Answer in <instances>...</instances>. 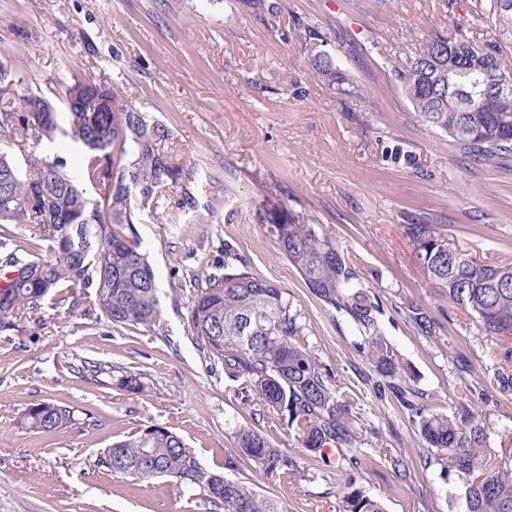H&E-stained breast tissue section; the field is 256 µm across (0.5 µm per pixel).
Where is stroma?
<instances>
[{"label": "stroma", "mask_w": 512, "mask_h": 512, "mask_svg": "<svg viewBox=\"0 0 512 512\" xmlns=\"http://www.w3.org/2000/svg\"><path fill=\"white\" fill-rule=\"evenodd\" d=\"M0 0V60L32 88L73 80L109 85L169 134L173 156L196 172L199 216L137 231L162 292L160 333L121 331L85 317L79 297L13 318L0 331V512H219L165 479L112 475L99 459L112 442L157 424L179 433L207 468L236 454L235 429L268 432L299 471L283 481L254 461L238 477L281 497L290 512H340L354 479L386 512H466L463 482L429 452L410 413L359 348L350 319L316 300L278 253L260 212L285 209L319 224L374 293L379 326L413 387L452 417L483 419L493 458L512 461V391L483 384L511 340L427 280L404 226L445 225L488 264L512 263V166L468 165L427 130L392 83L389 62L421 40L452 33L444 0ZM324 40L347 92L309 70ZM401 149L402 158L391 157ZM232 248L253 272L288 291L307 317L317 356L353 394L352 475L314 457L293 434L253 417L255 399L210 361L184 324L189 277ZM423 309L428 330L412 320ZM138 374L143 392L118 387ZM76 411L55 435L30 431V405Z\"/></svg>", "instance_id": "35a3bbf8"}]
</instances>
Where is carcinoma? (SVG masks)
I'll list each match as a JSON object with an SVG mask.
<instances>
[{
	"mask_svg": "<svg viewBox=\"0 0 512 512\" xmlns=\"http://www.w3.org/2000/svg\"><path fill=\"white\" fill-rule=\"evenodd\" d=\"M472 12L498 25L500 41L469 37L471 16L459 14L455 37L433 35L406 63L391 66V79L427 129L447 135L475 163L506 164L512 161V89L502 93L498 85H512V0H475ZM310 66L324 81L344 84V70L329 51L314 48ZM105 97L113 108L99 105ZM60 134L84 150L81 166L73 168L59 155H30L26 169L18 167L10 146L52 143ZM168 139L161 124L101 82L76 80L59 95L35 91L0 61V270L38 272L34 280H10L0 288L1 330L19 312L63 290L73 298L94 297L115 327L159 328V287L136 224L143 212L158 213L163 200L173 203L174 213H199L193 171L172 162ZM261 222L310 293L351 318L364 354L381 375L396 381V398L410 410L427 447L443 453L464 480L467 512H512V469L491 464L482 419L472 414L459 423L408 383L378 325L379 304L336 244L318 225L286 212L269 211ZM20 224H35L38 233L21 237ZM404 228L428 279L471 312L484 331L512 338V264L476 260L438 224L419 220ZM187 288L188 333L231 380H242V389L254 394L272 422L312 454L352 443V404L312 350L306 317L285 289L253 273L227 244L224 262L191 277ZM493 386L512 390L511 348L500 352ZM25 419L30 430L55 434L74 423V411L43 401L29 407ZM235 439L240 456L224 468L234 469L246 458L280 479L298 471L296 460L265 433L240 426ZM100 462L114 476L168 478L224 512H288L280 498L204 468L194 449L166 426L148 425L112 443ZM342 509L385 512L352 482Z\"/></svg>",
	"mask_w": 512,
	"mask_h": 512,
	"instance_id": "1",
	"label": "carcinoma"
}]
</instances>
